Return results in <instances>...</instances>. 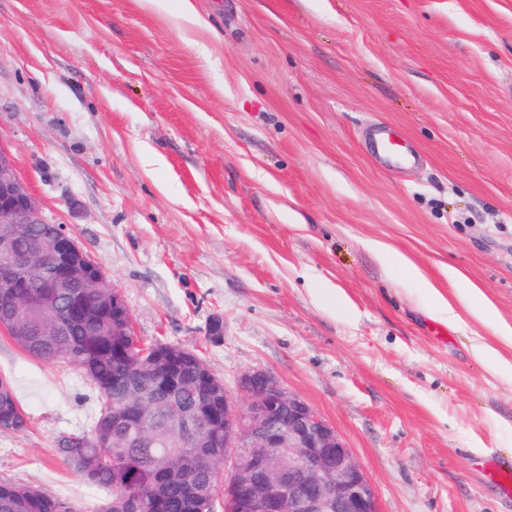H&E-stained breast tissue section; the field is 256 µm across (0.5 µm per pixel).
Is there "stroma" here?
<instances>
[{
    "label": "stroma",
    "instance_id": "obj_1",
    "mask_svg": "<svg viewBox=\"0 0 512 512\" xmlns=\"http://www.w3.org/2000/svg\"><path fill=\"white\" fill-rule=\"evenodd\" d=\"M192 2L204 26L182 0H0V145L41 218L144 341L196 350L229 390L265 370L308 402L380 512H512L483 471L512 454V0ZM377 122L420 164L373 161ZM452 268L481 299L457 300ZM1 375L31 425L0 432V477L99 512L105 493L59 450L95 415L87 378L0 331ZM366 248L386 255L390 263L401 272L405 281H413L422 285L423 288L421 289L427 295L431 308L436 314L448 323L459 324L461 317L455 306L425 279L420 269L406 256L398 252L389 251L384 244L377 241L367 242Z\"/></svg>",
    "mask_w": 512,
    "mask_h": 512
}]
</instances>
